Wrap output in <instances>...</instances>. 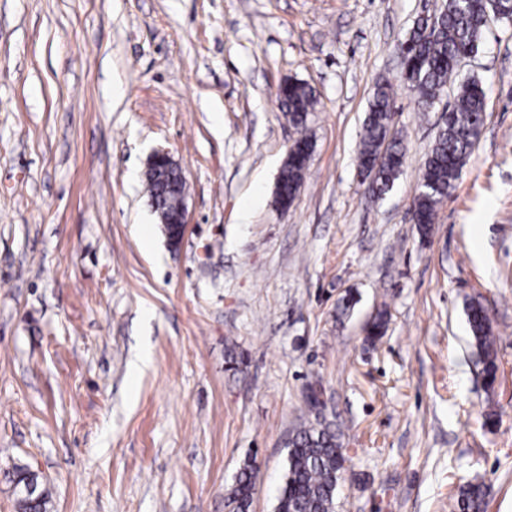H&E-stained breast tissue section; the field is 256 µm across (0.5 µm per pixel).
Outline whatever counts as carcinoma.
Returning a JSON list of instances; mask_svg holds the SVG:
<instances>
[{
  "mask_svg": "<svg viewBox=\"0 0 512 512\" xmlns=\"http://www.w3.org/2000/svg\"><path fill=\"white\" fill-rule=\"evenodd\" d=\"M512 18L508 0H443L438 14L419 19L403 42L402 53L408 63L404 76L417 108L428 110L435 97L444 92L457 63L467 55L478 53L489 15ZM279 106L299 134L300 150L284 162L278 179L276 203L289 207L302 186L313 152V142L306 134L307 119L316 105L315 95L303 83L288 82L278 94ZM486 93L475 77L462 82L445 112L444 125L428 151L421 171L419 187L412 200L419 232L432 230L437 208L460 177L462 169L484 126ZM394 109L387 85L377 87L365 118L359 142L358 161L361 171L372 177L378 193L383 195L397 179L405 155L401 142L385 145ZM152 205L177 219V209L185 192V179L178 173L163 183L155 171L145 173ZM468 320L476 346L482 357L487 385L497 378L498 365L492 325L484 306L472 303ZM387 315L378 313L367 326V339L381 338L387 330ZM288 469L275 512H336V494L345 480V456L341 434L333 423L317 419L288 434ZM257 467L246 463L237 476L229 496L232 512H248L255 490ZM49 489L42 487L34 500L19 502V512H46ZM485 485L468 482L458 496L460 512H484Z\"/></svg>",
  "mask_w": 512,
  "mask_h": 512,
  "instance_id": "cac0c4a2",
  "label": "carcinoma"
}]
</instances>
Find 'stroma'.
<instances>
[{"mask_svg": "<svg viewBox=\"0 0 512 512\" xmlns=\"http://www.w3.org/2000/svg\"><path fill=\"white\" fill-rule=\"evenodd\" d=\"M441 3L0 0V512L17 464L47 512H229L248 460L249 512H274L288 432L318 415L342 433L338 512H455L474 479L512 512V23L459 66L486 121L424 237L410 207L457 86L418 112L398 47ZM289 79L318 104L284 213ZM382 83L407 155L375 198L358 144ZM158 148L186 181L175 248L146 187ZM468 320L476 346L482 357L487 385L491 387L497 378L498 365L496 363L495 338L491 336L490 318L485 307L477 302L469 305ZM257 467L247 462L237 476V482L230 496L228 506L232 512H247L255 490Z\"/></svg>", "mask_w": 512, "mask_h": 512, "instance_id": "obj_1", "label": "stroma"}]
</instances>
